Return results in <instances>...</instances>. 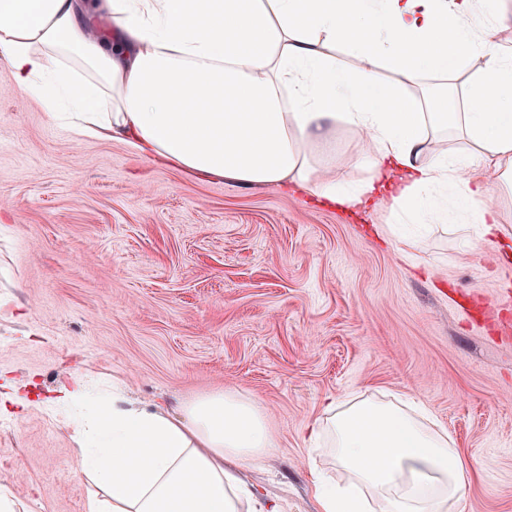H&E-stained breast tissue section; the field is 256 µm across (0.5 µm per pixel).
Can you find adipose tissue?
<instances>
[{
  "mask_svg": "<svg viewBox=\"0 0 512 512\" xmlns=\"http://www.w3.org/2000/svg\"><path fill=\"white\" fill-rule=\"evenodd\" d=\"M511 23L505 0H0V66L76 137L488 242L512 235L488 204L490 184L512 187ZM340 122L368 171L357 189L311 162ZM447 133L461 149L437 148ZM94 401L69 423L74 472L99 491L89 512H284L236 470L276 446L251 399L207 393L174 415ZM321 440L348 479L313 472L320 512H458L474 479L446 428L390 402L322 399L302 443Z\"/></svg>",
  "mask_w": 512,
  "mask_h": 512,
  "instance_id": "adipose-tissue-1",
  "label": "adipose tissue"
}]
</instances>
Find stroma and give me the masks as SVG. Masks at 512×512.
<instances>
[{
  "label": "stroma",
  "mask_w": 512,
  "mask_h": 512,
  "mask_svg": "<svg viewBox=\"0 0 512 512\" xmlns=\"http://www.w3.org/2000/svg\"><path fill=\"white\" fill-rule=\"evenodd\" d=\"M0 67V489L14 512H87L61 386L117 378L170 407L230 390L278 448L242 478L318 512L301 435L325 397L424 403L477 463L463 512H512V241L433 227L410 254L267 186L198 181L76 139ZM336 127L318 167L359 184Z\"/></svg>",
  "instance_id": "obj_1"
}]
</instances>
